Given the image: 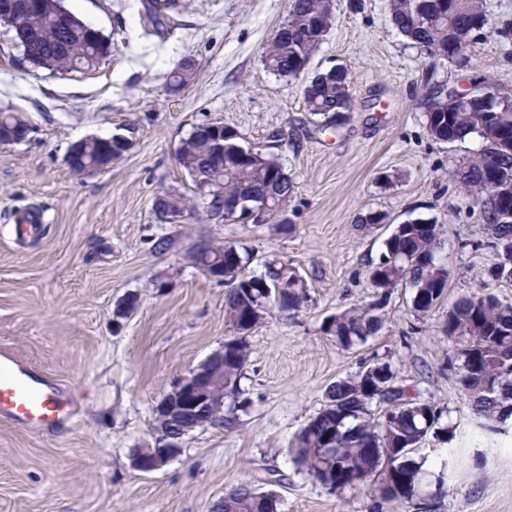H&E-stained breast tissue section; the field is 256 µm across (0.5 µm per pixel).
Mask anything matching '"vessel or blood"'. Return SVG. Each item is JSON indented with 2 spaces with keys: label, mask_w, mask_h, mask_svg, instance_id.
I'll list each match as a JSON object with an SVG mask.
<instances>
[{
  "label": "vessel or blood",
  "mask_w": 512,
  "mask_h": 512,
  "mask_svg": "<svg viewBox=\"0 0 512 512\" xmlns=\"http://www.w3.org/2000/svg\"><path fill=\"white\" fill-rule=\"evenodd\" d=\"M71 409L69 393L0 352V417L41 430L69 419Z\"/></svg>",
  "instance_id": "obj_1"
}]
</instances>
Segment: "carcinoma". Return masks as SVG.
<instances>
[{"mask_svg":"<svg viewBox=\"0 0 512 512\" xmlns=\"http://www.w3.org/2000/svg\"><path fill=\"white\" fill-rule=\"evenodd\" d=\"M322 0H295L290 26L304 27L310 35L295 34L288 40L274 38L263 48L265 66L282 78L298 77L301 64L311 60L328 34L334 15L321 11ZM392 21L413 47L430 57H440L461 69L472 65L468 48L474 37L489 25L483 0H451L448 18L423 14L420 0H392ZM68 39L61 24L53 22L43 39L34 42L29 56L50 53L55 42ZM351 71L341 65L317 73L304 90L308 111L329 120L342 118L352 109ZM425 123L436 141L461 142L479 137L480 129L493 125L512 134V96L498 93L483 103L481 84L473 86L467 98L453 96V90L438 81L426 82ZM15 128L14 137L23 141L31 128L18 114L4 115L0 127ZM183 154L177 161L192 180L214 175L223 180L224 195L245 196L257 205L284 208L294 194L291 178L277 184L268 179L271 172H284L279 158L264 151L256 163L238 164L237 136L224 131V161L228 168L218 171L212 165L215 147L212 140L197 135L181 140ZM118 145L106 148L100 142L87 143L80 162L90 169L99 168L123 157ZM464 192L483 208L489 244L498 252L499 261L489 267L482 288L512 277V145L486 140L483 147L452 172ZM441 227L432 221L415 219L397 225L384 241L381 260L370 269L369 279L378 299L355 305L337 314L329 331L343 347L362 345L384 326L381 311L391 291L401 285L413 289L412 308L416 314L432 310L448 284V269L437 258ZM209 258L224 262L225 321H247L236 336L224 341V399L240 394V380L249 359L246 336L269 310L262 303L263 290L276 288L283 280L280 310L299 309L307 299V285L295 269L274 260L265 272L249 270L251 250L230 243L216 242ZM448 339L459 340L463 349L462 389L472 398V415L485 433L501 432L512 419V306H504L490 293L459 298L443 322ZM385 404L377 415L373 403ZM443 412L416 390L398 383V374L389 362H377L358 374L331 386L324 408L312 417L295 436L294 465L321 483L327 473L344 463L348 480L336 489L358 484L372 486L374 497L382 502L402 501L414 510L433 512L445 498V468L425 467L426 459L417 456L423 437L431 434L445 444L453 440L456 427L442 423ZM330 444H323L324 438ZM239 485L224 495V512H278V503L242 492Z\"/></svg>","mask_w":512,"mask_h":512,"instance_id":"carcinoma-1","label":"carcinoma"}]
</instances>
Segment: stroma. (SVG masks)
I'll list each match as a JSON object with an SVG mask.
<instances>
[{"label": "stroma", "instance_id": "obj_1", "mask_svg": "<svg viewBox=\"0 0 512 512\" xmlns=\"http://www.w3.org/2000/svg\"><path fill=\"white\" fill-rule=\"evenodd\" d=\"M162 2L64 0L111 43L91 72L21 62L0 26V112L22 114L31 127L27 141L0 146V350L74 403L73 417L50 431L0 419V512H211L240 484L277 494L279 512H412L362 487L330 490L292 463L294 437L329 388L378 361L456 427L447 450L431 436L421 445L430 463L447 467L438 512H512V420L498 435L477 429L458 346L443 332L449 307L479 292L498 260L480 205L451 176L478 143L434 140L418 104L429 77L459 90L486 78L512 94V0H484L492 29L471 44L468 70L411 47L390 0H336L324 42L292 79L262 58L288 0ZM186 58L193 80L171 85ZM334 65L352 72L353 109L327 128L308 112L303 88ZM203 122L279 157L295 186L287 223L217 224L201 211L179 224L157 220V193H192L176 152ZM127 124L136 139L111 168L70 170L71 144ZM28 208L43 221L18 232L13 216ZM371 211L385 213V224H361ZM415 218L441 226L444 297L419 315L411 289L397 288L381 333L342 347L330 322L375 299L369 271L382 243ZM202 239L251 249L257 273L272 257L288 261L307 300L271 310L249 333L232 425L191 432L177 458L144 473L132 452L153 445L156 404L231 334L223 282L186 259ZM130 295L135 310L115 319Z\"/></svg>", "mask_w": 512, "mask_h": 512}]
</instances>
